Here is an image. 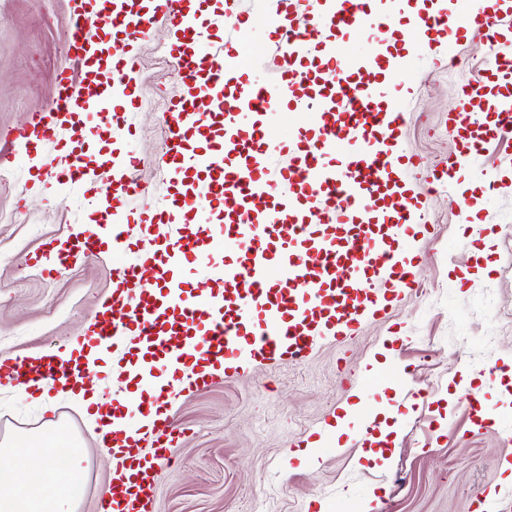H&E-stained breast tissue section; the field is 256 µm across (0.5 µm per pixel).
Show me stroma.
Wrapping results in <instances>:
<instances>
[{
    "instance_id": "35a3bbf8",
    "label": "stroma",
    "mask_w": 512,
    "mask_h": 512,
    "mask_svg": "<svg viewBox=\"0 0 512 512\" xmlns=\"http://www.w3.org/2000/svg\"><path fill=\"white\" fill-rule=\"evenodd\" d=\"M257 46L250 75L270 82L281 60L269 41L264 0H240ZM70 0H0V362L34 350L64 347L97 310L114 277L109 254L43 277L34 259L46 242L74 225L98 221L95 189L53 182L24 195L27 170L44 154L10 145L2 133L45 112L66 53ZM173 31L158 18L138 47V80L145 108L136 116V177L154 200L173 188L165 176L164 122L153 101L175 96L179 73L165 53ZM457 64L419 59L398 78L412 93L402 144L425 169L448 165L459 146L446 121L463 88L488 63V46L474 32L450 51ZM496 179L492 201L481 190L424 194L430 234L427 258L415 270L418 291L387 315L365 323L349 342L324 341L305 359L257 365L234 378L215 376L186 392L171 412L186 433L149 492L153 512H476L488 492L512 495L501 468L512 465V140L492 144L476 166ZM487 249L485 257L476 252ZM378 371L390 380L374 390L355 387L356 375ZM484 401L501 428L480 429L468 402ZM61 420L86 447L87 477L78 512H101L112 478L106 449L69 401L51 411L25 391H0V440L38 436ZM398 425L384 459L359 458L370 420ZM334 445L308 464L285 450L307 443Z\"/></svg>"
}]
</instances>
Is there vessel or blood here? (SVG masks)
<instances>
[{
	"instance_id": "vessel-or-blood-1",
	"label": "vessel or blood",
	"mask_w": 512,
	"mask_h": 512,
	"mask_svg": "<svg viewBox=\"0 0 512 512\" xmlns=\"http://www.w3.org/2000/svg\"><path fill=\"white\" fill-rule=\"evenodd\" d=\"M404 0H266V26L284 49L275 83L246 79V48L200 46L204 29L233 19L242 33L251 17L238 0L220 12L208 0H72L68 53L77 73L60 71L47 113L12 130L13 139L83 145L90 109L112 120L110 133L134 137L128 115L143 106L131 52L157 17L175 36L169 54L181 79L164 118L170 156L167 177L195 172L160 206L138 212L152 254L127 262L131 249L128 198L145 196L134 176L137 158L112 152L109 173L83 155L57 166L58 181L99 179L109 206L79 237L51 243L44 272L76 263L101 246L115 277L107 304L89 318L78 348L24 356L0 365L14 385H78L90 352L112 357L122 388L105 404L112 412L111 491L103 512H150L146 489L171 459L180 431L162 411L171 394L207 385L211 371L233 376L253 363L298 361L322 340L355 338L369 319L385 314L415 286L423 259L415 241L428 232L410 173L420 160L404 152L405 106L383 93L389 73L416 56L482 32L491 64L468 87L448 122L465 141L448 167L426 184L454 188L490 145L512 135V0H476L459 7L419 8L416 36L367 58L347 56L339 30L384 29ZM306 108L310 120L287 143L271 133L275 120ZM222 214V224H189L198 201ZM223 256L210 280L190 283L183 272ZM158 411L153 427L138 418Z\"/></svg>"
}]
</instances>
